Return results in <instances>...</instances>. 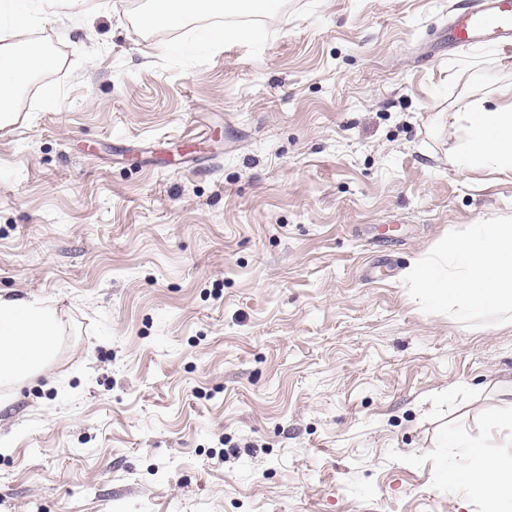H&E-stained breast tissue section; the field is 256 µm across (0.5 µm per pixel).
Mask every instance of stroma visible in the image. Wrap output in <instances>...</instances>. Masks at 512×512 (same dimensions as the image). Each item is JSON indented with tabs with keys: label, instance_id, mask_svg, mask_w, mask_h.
<instances>
[{
	"label": "stroma",
	"instance_id": "1",
	"mask_svg": "<svg viewBox=\"0 0 512 512\" xmlns=\"http://www.w3.org/2000/svg\"><path fill=\"white\" fill-rule=\"evenodd\" d=\"M98 2L21 33L54 66L0 128V295L60 321L0 385V512H480L440 433L503 409L512 324L402 273L512 222V173L448 161L512 52L449 49L472 0H282L219 45Z\"/></svg>",
	"mask_w": 512,
	"mask_h": 512
}]
</instances>
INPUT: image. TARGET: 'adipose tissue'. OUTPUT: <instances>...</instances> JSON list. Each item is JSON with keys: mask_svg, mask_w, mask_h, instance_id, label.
Here are the masks:
<instances>
[{"mask_svg": "<svg viewBox=\"0 0 512 512\" xmlns=\"http://www.w3.org/2000/svg\"><path fill=\"white\" fill-rule=\"evenodd\" d=\"M279 0H153L149 25L163 26L187 15L229 9L248 14L276 10ZM51 8L89 18L97 0H0V125L11 124L12 103L22 86L44 65L39 49L16 42L13 36ZM501 105L488 107L486 98L466 111L448 115L463 138L448 155L458 170L512 173V83L495 88ZM405 280L427 308L468 320L495 312L512 320V224H471L462 234L445 238L411 265ZM59 319L54 309L35 301L0 296V383L14 385L37 375L50 360ZM487 438L495 454L479 444L451 440L464 448L469 466L449 467L442 477L466 499L478 500L484 512L512 507V409L492 417Z\"/></svg>", "mask_w": 512, "mask_h": 512, "instance_id": "1", "label": "adipose tissue"}]
</instances>
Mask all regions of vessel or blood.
Instances as JSON below:
<instances>
[{"label": "vessel or blood", "instance_id": "b4317fda", "mask_svg": "<svg viewBox=\"0 0 512 512\" xmlns=\"http://www.w3.org/2000/svg\"><path fill=\"white\" fill-rule=\"evenodd\" d=\"M448 40L463 48L492 41L512 45V0H473L471 8L448 22Z\"/></svg>", "mask_w": 512, "mask_h": 512}]
</instances>
